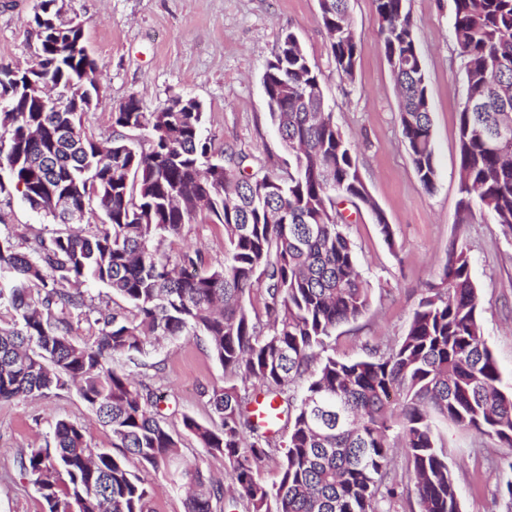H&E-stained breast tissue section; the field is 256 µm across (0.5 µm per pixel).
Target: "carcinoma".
<instances>
[{
    "instance_id": "carcinoma-1",
    "label": "carcinoma",
    "mask_w": 512,
    "mask_h": 512,
    "mask_svg": "<svg viewBox=\"0 0 512 512\" xmlns=\"http://www.w3.org/2000/svg\"><path fill=\"white\" fill-rule=\"evenodd\" d=\"M349 0H319L330 51L342 78L353 80L359 36ZM379 35L399 88L402 134L427 191L436 183L432 112L423 60L405 0H375ZM62 0H36L46 80L83 89V111L98 105L99 85L84 77L102 68L69 40ZM453 33L463 61L466 98L459 112L460 201L490 213L512 236V154L491 150L486 131L512 122V0H453ZM263 75L271 124L288 141L287 175L244 173V156L215 154L203 137L204 113L143 112L129 96L111 113L105 146L81 132L77 112H54L13 80L16 111H0V194L15 193L65 229L34 237L25 251L0 240V399L47 396L74 388L109 426L113 440L147 467L174 462L184 481L186 512H378L397 495L388 481L389 449L412 468L419 512H460L435 418L512 448V391L499 388L496 361L479 320V295L464 251L451 245L440 282L422 291L408 330L386 351L326 354L336 328L370 308V285L358 271L347 217L338 200L373 213L388 244L393 230L361 178L357 156L330 112H308L319 73L288 32ZM73 224L94 226L85 233ZM185 224L224 225V264L202 272L199 249L161 250ZM100 284L130 305V314L98 312L90 342L76 343L68 316L86 306L80 286ZM260 293L262 309L252 302ZM202 334L224 374L256 380V398L288 421L279 482L259 465L278 431L250 408L230 381L209 394L211 419L183 417L207 453L224 457L231 482L202 490L198 463L180 458L164 425L161 397L112 365L130 362L162 339ZM305 386L296 396L292 386ZM33 477L48 512H146L148 485L125 462L70 420L56 422L53 444L17 460Z\"/></svg>"
}]
</instances>
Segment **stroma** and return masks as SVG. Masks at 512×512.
Returning <instances> with one entry per match:
<instances>
[{"instance_id": "stroma-1", "label": "stroma", "mask_w": 512, "mask_h": 512, "mask_svg": "<svg viewBox=\"0 0 512 512\" xmlns=\"http://www.w3.org/2000/svg\"><path fill=\"white\" fill-rule=\"evenodd\" d=\"M35 0H0V65L31 62L36 36L28 24ZM352 25L360 36L353 80L342 79L329 50L318 0H71L84 25L85 45L102 65L101 101L82 117V128L100 138L111 134V114L130 95L149 107L174 96L192 97L204 107L203 135L216 149L246 155L256 170L286 171L288 155L272 126L262 86L267 61L286 33H294L320 72L325 100L348 139L360 174L392 226L386 243L366 208L344 203L346 232L356 246L359 270L372 287L370 310L339 327L329 354L355 359L364 345L381 349L405 335L426 283L438 281L450 245L462 248L480 292V321L497 361L503 390H512V236L481 210L462 219L459 202V110L466 95L462 60L453 40V0H406L425 64L432 104L436 186L426 191L410 162L401 133L398 93L381 47L374 0H350ZM51 217L31 210L19 196L0 195V239L24 248L38 233L51 238ZM202 251L206 266L224 262V228L187 224L179 237L163 242L168 253L183 244ZM116 368L130 372L161 393L166 424L180 454L199 460L206 481L226 477L221 455L208 454L182 426L183 415L206 422L208 391L225 386L223 367L204 337L185 336L150 350L142 366L124 357ZM81 424L93 444L125 457L130 470L154 487L149 512H185V494L174 469L143 467L100 423L76 390L47 397L0 400V512H47L33 478L16 461L52 440L57 420ZM462 512H504L495 477L497 463L512 448L447 422L437 424ZM391 476L398 485L381 512H418L417 491L402 452H395Z\"/></svg>"}]
</instances>
